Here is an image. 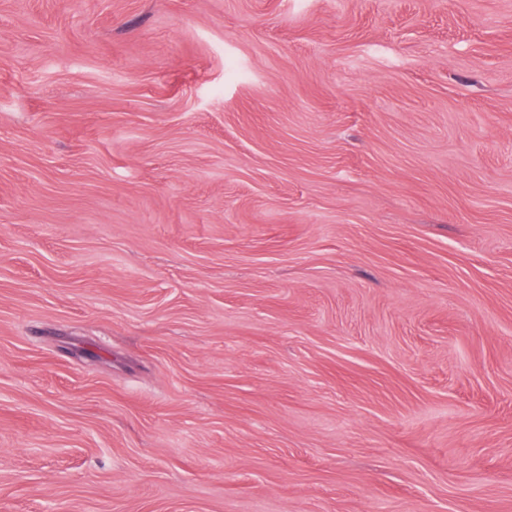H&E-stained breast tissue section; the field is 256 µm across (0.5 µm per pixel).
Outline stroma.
I'll use <instances>...</instances> for the list:
<instances>
[{
  "label": "stroma",
  "instance_id": "stroma-1",
  "mask_svg": "<svg viewBox=\"0 0 512 512\" xmlns=\"http://www.w3.org/2000/svg\"><path fill=\"white\" fill-rule=\"evenodd\" d=\"M0 512H512V0H0Z\"/></svg>",
  "mask_w": 512,
  "mask_h": 512
}]
</instances>
